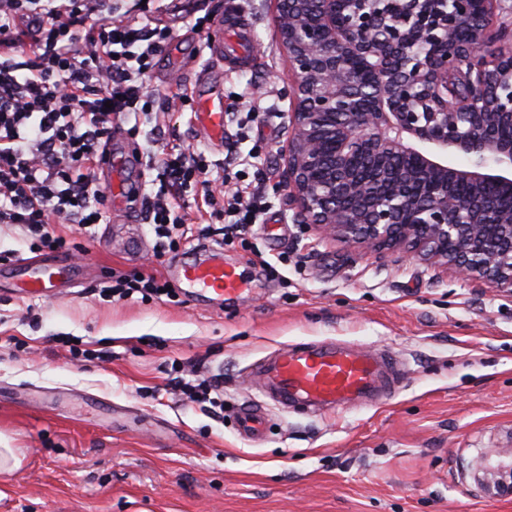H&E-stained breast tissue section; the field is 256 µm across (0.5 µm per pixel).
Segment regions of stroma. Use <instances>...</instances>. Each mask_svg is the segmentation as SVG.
<instances>
[{
    "mask_svg": "<svg viewBox=\"0 0 512 512\" xmlns=\"http://www.w3.org/2000/svg\"><path fill=\"white\" fill-rule=\"evenodd\" d=\"M228 0H161L140 15L172 34L147 88L154 111L116 122L112 154L139 165L98 167L100 180L159 188L143 165L196 150L215 165L259 147L237 182L263 191L276 236L208 238L252 279L215 308L168 298L100 295L112 274L167 277L142 208L110 209L81 231L56 225L78 283L54 297L14 289L15 261L34 253L0 228V444L20 469L0 472V512H512L488 472L512 465V293L447 275L415 259L363 254L294 221L281 185L294 89L273 21V0H235L253 20L252 67L218 69L207 47ZM219 70L224 142L213 145L192 106L167 111V93ZM261 101L274 116L240 138L238 114ZM340 339L385 348L402 361V387L383 404L325 416L268 409L257 443L236 414L262 401L248 365L294 343ZM199 365L223 378L224 406L172 394L176 371Z\"/></svg>",
    "mask_w": 512,
    "mask_h": 512,
    "instance_id": "stroma-1",
    "label": "stroma"
}]
</instances>
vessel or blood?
<instances>
[{"label": "vessel or blood", "instance_id": "vessel-or-blood-1", "mask_svg": "<svg viewBox=\"0 0 512 512\" xmlns=\"http://www.w3.org/2000/svg\"><path fill=\"white\" fill-rule=\"evenodd\" d=\"M210 51L216 61L231 67L254 63L250 42L240 34L225 38L220 22L211 36ZM194 98L197 122L204 134L210 140L223 141L224 100L213 73L198 74ZM171 268L193 286L195 295L210 301L237 298L248 288L243 273L218 254L180 258ZM81 272V265L63 255L35 262L22 260L16 264L15 286L28 295L47 296L76 283ZM250 375L279 408L323 416L352 404L367 407L385 402L401 387L404 368L390 351L324 340L278 348L254 364ZM267 422L268 414L261 405L247 403L239 410V433L244 439H261Z\"/></svg>", "mask_w": 512, "mask_h": 512}]
</instances>
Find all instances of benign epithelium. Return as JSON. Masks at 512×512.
<instances>
[{
    "mask_svg": "<svg viewBox=\"0 0 512 512\" xmlns=\"http://www.w3.org/2000/svg\"><path fill=\"white\" fill-rule=\"evenodd\" d=\"M497 2L456 0L450 15L447 0H277L294 84L282 185L297 223L512 292V212L478 222L469 197L448 194L460 183L512 188V139L498 134L512 127V95L486 94L512 88V32L490 25ZM450 25L469 29L458 52L481 61L464 96L448 92V55L433 49ZM455 153L469 165L452 166ZM363 154L428 176V203L411 206L405 180L353 175Z\"/></svg>",
    "mask_w": 512,
    "mask_h": 512,
    "instance_id": "1",
    "label": "benign epithelium"
}]
</instances>
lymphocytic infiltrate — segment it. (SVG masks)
<instances>
[{
    "label": "lymphocytic infiltrate",
    "mask_w": 512,
    "mask_h": 512,
    "mask_svg": "<svg viewBox=\"0 0 512 512\" xmlns=\"http://www.w3.org/2000/svg\"><path fill=\"white\" fill-rule=\"evenodd\" d=\"M112 15V0H0V224L22 231L31 249L65 250L57 224L86 227L103 219L108 191L95 175L121 116L149 112L144 86L167 43ZM33 55L21 70L13 55ZM258 149L228 156L224 166L200 152L163 153L149 167L160 183L142 205L153 226L157 257L178 254L186 190L225 219L232 235L252 234L267 206L259 190L231 186L233 168ZM173 297L169 282L152 273L113 276L112 296Z\"/></svg>",
    "instance_id": "f902f5d3"
}]
</instances>
